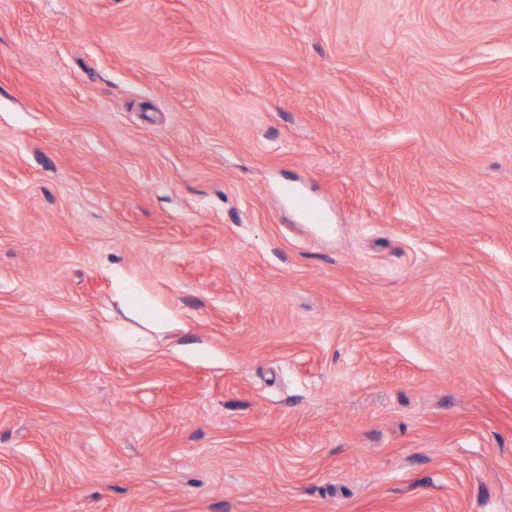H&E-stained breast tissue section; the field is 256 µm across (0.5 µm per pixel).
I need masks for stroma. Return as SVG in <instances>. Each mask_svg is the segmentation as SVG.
<instances>
[{"mask_svg": "<svg viewBox=\"0 0 512 512\" xmlns=\"http://www.w3.org/2000/svg\"><path fill=\"white\" fill-rule=\"evenodd\" d=\"M0 512H512V0H0ZM112 281V299L134 319H146L147 325L156 328L167 327L174 320L169 310L155 306L139 283L121 270L112 272Z\"/></svg>", "mask_w": 512, "mask_h": 512, "instance_id": "stroma-1", "label": "stroma"}]
</instances>
